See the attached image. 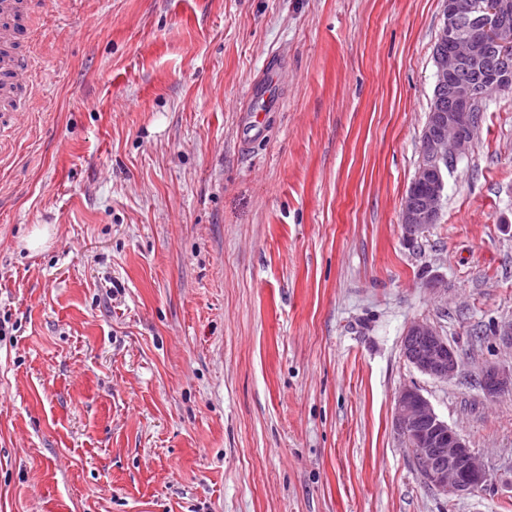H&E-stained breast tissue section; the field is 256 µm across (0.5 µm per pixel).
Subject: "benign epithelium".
I'll list each match as a JSON object with an SVG mask.
<instances>
[{
    "label": "benign epithelium",
    "mask_w": 512,
    "mask_h": 512,
    "mask_svg": "<svg viewBox=\"0 0 512 512\" xmlns=\"http://www.w3.org/2000/svg\"><path fill=\"white\" fill-rule=\"evenodd\" d=\"M512 0H477L474 14L462 11L458 0H445L443 22L434 46L435 104L429 131L421 136L422 161L402 203L400 221L413 236L437 223L444 198L445 172L474 144L486 94L512 84ZM478 64L486 74L481 84L459 83L456 73L465 64ZM452 102L447 110L444 100ZM403 357L431 378L449 380L459 369V355L436 327L416 320L401 341ZM490 398L512 392V371L495 366L480 376ZM394 425L413 456L427 486L451 499L472 493L489 482L467 441L441 420L416 387L402 388L395 400Z\"/></svg>",
    "instance_id": "obj_1"
}]
</instances>
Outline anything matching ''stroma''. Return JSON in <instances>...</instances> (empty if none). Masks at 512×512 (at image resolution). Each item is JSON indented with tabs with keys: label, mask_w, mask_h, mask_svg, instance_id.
I'll use <instances>...</instances> for the list:
<instances>
[{
	"label": "stroma",
	"mask_w": 512,
	"mask_h": 512,
	"mask_svg": "<svg viewBox=\"0 0 512 512\" xmlns=\"http://www.w3.org/2000/svg\"><path fill=\"white\" fill-rule=\"evenodd\" d=\"M444 8L39 0L42 73L0 167V512H512V394L478 383L512 364V89L438 222H400ZM415 320L454 378L405 360ZM406 385L487 486L424 483L394 427ZM281 67L278 59L272 58L266 66V75L262 83L256 84L251 87L249 97L251 98V105L248 114L245 117L243 129L248 133L254 132L249 136V141L256 140L264 132L265 123L259 118L260 112H267L270 105L271 89L278 81V73ZM401 351L411 365L431 378L449 380L458 372L457 351L426 321L410 323L402 337Z\"/></svg>",
	"instance_id": "obj_1"
}]
</instances>
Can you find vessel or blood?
<instances>
[{
  "label": "vessel or blood",
  "instance_id": "b4317fda",
  "mask_svg": "<svg viewBox=\"0 0 512 512\" xmlns=\"http://www.w3.org/2000/svg\"><path fill=\"white\" fill-rule=\"evenodd\" d=\"M31 22L21 0H0V99L13 100L12 110L0 114V144L12 139L17 131L14 114L27 109L34 93L33 69L36 65L33 55H19L15 46L28 43L31 36ZM280 64L270 59L262 83L251 87V105L245 117L244 127L255 135H262L265 124L261 112L270 105L271 89L278 81Z\"/></svg>",
  "mask_w": 512,
  "mask_h": 512
}]
</instances>
